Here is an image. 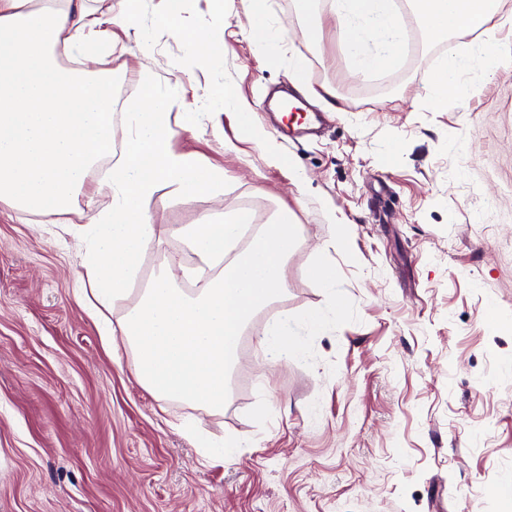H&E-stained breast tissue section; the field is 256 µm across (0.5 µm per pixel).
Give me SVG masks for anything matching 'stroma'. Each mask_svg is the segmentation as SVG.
Masks as SVG:
<instances>
[{
	"mask_svg": "<svg viewBox=\"0 0 512 512\" xmlns=\"http://www.w3.org/2000/svg\"><path fill=\"white\" fill-rule=\"evenodd\" d=\"M134 10L108 64L115 139L128 143L120 115L151 74L179 128L171 149L223 169L224 188L187 201L159 187L150 207L161 240L143 253L125 306L163 264L192 266L171 226L233 212L260 225L280 210L299 226L287 288L243 337L229 402L200 416L212 439L232 429L248 447L205 459L176 428L191 408L154 396L131 351L104 345L76 292L85 196L50 221L1 205L0 512H512L498 493L512 480V0L472 36L497 45L493 67L474 63L441 109L429 76L468 39L427 38L405 4L413 49L364 77L349 71L331 0H267L287 35L266 57L243 0H224L219 15L209 0H186L179 27L224 31L221 59L191 68L189 46L159 23L161 0ZM142 32L154 40L146 58ZM297 58L308 88L332 86L338 105L317 103L327 118L317 137L275 135L284 168L208 101L232 85L255 126L273 132L267 96L287 86ZM188 112L192 133L180 128ZM329 243L346 312L314 336L304 317L330 301L304 270ZM283 314L306 354L276 363L256 333Z\"/></svg>",
	"mask_w": 512,
	"mask_h": 512,
	"instance_id": "obj_1",
	"label": "stroma"
}]
</instances>
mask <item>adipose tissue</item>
Listing matches in <instances>:
<instances>
[{
    "instance_id": "obj_1",
    "label": "adipose tissue",
    "mask_w": 512,
    "mask_h": 512,
    "mask_svg": "<svg viewBox=\"0 0 512 512\" xmlns=\"http://www.w3.org/2000/svg\"><path fill=\"white\" fill-rule=\"evenodd\" d=\"M162 19L175 37H189L196 54L221 55L218 28L185 35L172 22L184 0H162ZM499 0H408L410 11L430 36H462L488 24ZM253 45L266 53L283 35L269 19L265 0H244ZM339 39L355 73L396 67L405 36L394 0H335ZM134 13L120 0L107 13L84 9L82 0H0V205L46 218L70 210L86 194L91 215L82 233L88 274L80 294L98 314L124 302L139 272L141 254L160 238L150 209L158 186L175 185L187 199L218 196L224 171L206 167L190 154L176 153L167 100L153 85L123 115L131 138L126 156L89 185L88 176L112 145L110 70L100 63L116 49L114 30H129ZM87 61L66 69L57 47ZM472 58L445 60L431 78L434 107L443 108L460 90ZM212 106L238 112L241 134L273 164L287 166L272 137L251 124L247 107L231 89L218 90ZM249 218L203 215L174 233L198 265L175 274L162 266L142 289L136 304L117 323L103 322L109 349L125 345L134 355L137 381L156 397L180 401L210 414L223 413L230 379L240 360L241 338L253 317L286 287V267L297 250V226L288 211L262 225L243 251L235 245ZM329 298L332 311L307 315L308 328L323 334L344 301L325 254L305 270Z\"/></svg>"
}]
</instances>
